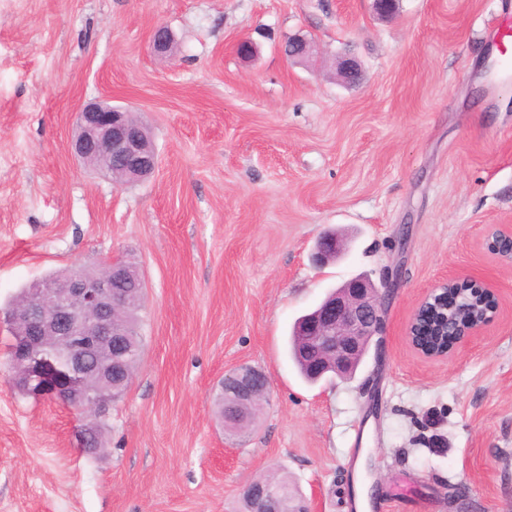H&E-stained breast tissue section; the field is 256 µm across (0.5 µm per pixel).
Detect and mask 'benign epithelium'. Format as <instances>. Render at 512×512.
Here are the masks:
<instances>
[{"instance_id": "7a95c632", "label": "benign epithelium", "mask_w": 512, "mask_h": 512, "mask_svg": "<svg viewBox=\"0 0 512 512\" xmlns=\"http://www.w3.org/2000/svg\"><path fill=\"white\" fill-rule=\"evenodd\" d=\"M175 39L166 26L152 30L151 47L155 54L172 53ZM309 43L299 35L288 38L284 54L291 59L304 57ZM360 64L352 57L339 60L338 75L353 83ZM70 148L83 164H95V173L112 180V171H123L130 182L153 174L159 165L158 153L144 135V122L127 108L103 100L85 105L75 116ZM491 249L512 259V226L495 235ZM347 250V242L334 234L323 233L316 242L317 262L337 257ZM127 280L143 281L138 268L119 259L101 262L97 274L88 277L71 273L55 282H46L32 290L25 302L10 310L6 320H19L26 331L16 337L10 365L24 391L48 396L76 407L84 416L81 430L83 447L95 440V421L108 413L116 396L112 393V373L124 368L132 331L127 322L123 296L114 286ZM479 287L492 301L484 315L464 325H456L449 346L430 351L418 341L429 308L448 302V289L459 284ZM384 295L368 278L355 277L305 314L297 327L302 336V353L315 372L350 374L357 354L367 351L380 330ZM498 309L495 291L470 277L440 281L418 303L407 325V340L420 358L445 361L456 347L480 335L494 320ZM267 390V377L261 370L241 365L225 374L218 392L232 396L236 405H249ZM243 494L251 512H269L277 499L279 512H301L289 507L290 497H277V490L262 478L248 484Z\"/></svg>"}]
</instances>
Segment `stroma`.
Listing matches in <instances>:
<instances>
[{
	"mask_svg": "<svg viewBox=\"0 0 512 512\" xmlns=\"http://www.w3.org/2000/svg\"><path fill=\"white\" fill-rule=\"evenodd\" d=\"M506 20L512 0L389 17L373 0H0V307L110 255L146 284L142 360L98 454L64 404L14 387L0 321V512H242L269 474L310 512H355L361 486L366 512H512V264L488 248L512 225V78L490 73ZM296 34L301 60L283 53ZM107 97L149 125L150 179L71 156L76 112ZM326 230L348 249L319 267ZM358 275L393 281L382 332L352 378L308 384L292 324ZM450 276L499 308L428 362L406 325ZM242 364L269 393L228 437L210 397Z\"/></svg>",
	"mask_w": 512,
	"mask_h": 512,
	"instance_id": "stroma-1",
	"label": "stroma"
}]
</instances>
